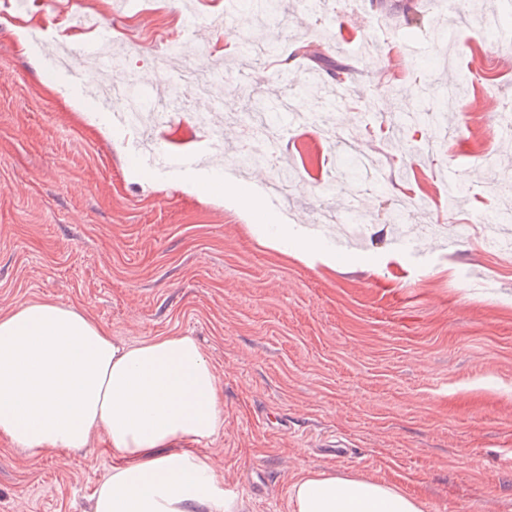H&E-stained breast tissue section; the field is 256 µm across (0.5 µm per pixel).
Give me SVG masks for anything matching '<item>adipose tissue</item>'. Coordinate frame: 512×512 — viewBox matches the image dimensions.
Instances as JSON below:
<instances>
[{"mask_svg":"<svg viewBox=\"0 0 512 512\" xmlns=\"http://www.w3.org/2000/svg\"><path fill=\"white\" fill-rule=\"evenodd\" d=\"M224 425L221 386L197 341H116L88 315L51 301L0 315V437L37 453L73 451L105 433L112 469L92 512H235L196 444ZM292 512H422L366 478L310 471Z\"/></svg>","mask_w":512,"mask_h":512,"instance_id":"1","label":"adipose tissue"}]
</instances>
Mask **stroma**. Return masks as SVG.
<instances>
[{
	"label": "stroma",
	"instance_id": "stroma-1",
	"mask_svg": "<svg viewBox=\"0 0 512 512\" xmlns=\"http://www.w3.org/2000/svg\"><path fill=\"white\" fill-rule=\"evenodd\" d=\"M30 0L0 13V313L51 301L87 314L111 336L136 343L195 337L220 379L224 427L202 450L239 512H291L290 489L307 471L369 478L417 498L422 512H512V231L480 223L495 213L499 177L512 176V139L494 115L512 101V27L488 37L483 16L443 15L437 0H285L279 20L227 12V0H196L195 21L172 31L177 0ZM100 28L71 46V65L110 80L90 62L100 45L128 50L149 105L170 94L155 55L178 41L215 67L216 33L246 31L267 55L226 52L210 99L219 110L196 127L183 111L153 128L130 124L103 139L46 88L48 34L73 15ZM32 15L22 53L14 25ZM343 58L344 95L316 57ZM408 61L403 85H426V102L447 100L466 75L452 112L469 113L457 134L420 150L396 98L379 80ZM401 68V67H400ZM324 83L317 97L306 91ZM296 97L329 115L276 136L273 165H242L251 120ZM195 154L194 171L147 165L153 150ZM397 155L379 183L353 178L345 152ZM270 185L297 176L282 206L238 204L179 183L205 185L224 170ZM468 187L449 205L450 173ZM417 182L422 207L388 222L398 184ZM370 217L358 248L347 246V212ZM347 441L334 460L323 440ZM112 468L105 434L80 453H30L0 442V512H91L90 497ZM262 469V493L250 474Z\"/></svg>",
	"mask_w": 512,
	"mask_h": 512
}]
</instances>
